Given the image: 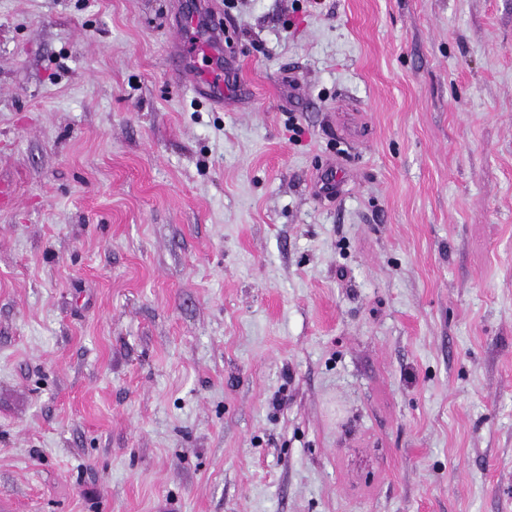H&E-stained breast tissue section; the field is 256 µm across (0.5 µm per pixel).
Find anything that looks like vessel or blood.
Segmentation results:
<instances>
[{"label":"vessel or blood","instance_id":"vessel-or-blood-1","mask_svg":"<svg viewBox=\"0 0 512 512\" xmlns=\"http://www.w3.org/2000/svg\"><path fill=\"white\" fill-rule=\"evenodd\" d=\"M171 43L176 73L193 70L197 92L210 100L224 97V28L206 10L185 11Z\"/></svg>","mask_w":512,"mask_h":512}]
</instances>
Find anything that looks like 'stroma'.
<instances>
[{"mask_svg":"<svg viewBox=\"0 0 512 512\" xmlns=\"http://www.w3.org/2000/svg\"><path fill=\"white\" fill-rule=\"evenodd\" d=\"M0 0L8 512H512V0ZM178 36L170 43V51L174 52L184 43L191 41L194 47L193 60L172 53L169 57L174 61L175 72L180 75L185 70L194 71L195 88L208 100L224 101V28L206 9L187 10L176 26ZM201 60L203 65L199 64Z\"/></svg>","mask_w":512,"mask_h":512,"instance_id":"1","label":"stroma"}]
</instances>
